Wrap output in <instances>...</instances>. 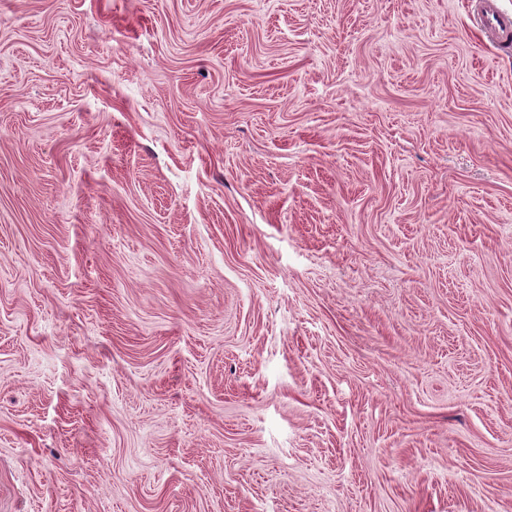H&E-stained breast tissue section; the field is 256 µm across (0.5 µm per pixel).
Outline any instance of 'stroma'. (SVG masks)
<instances>
[{"label": "stroma", "instance_id": "35a3bbf8", "mask_svg": "<svg viewBox=\"0 0 512 512\" xmlns=\"http://www.w3.org/2000/svg\"><path fill=\"white\" fill-rule=\"evenodd\" d=\"M473 9L0 0V512H512Z\"/></svg>", "mask_w": 512, "mask_h": 512}]
</instances>
